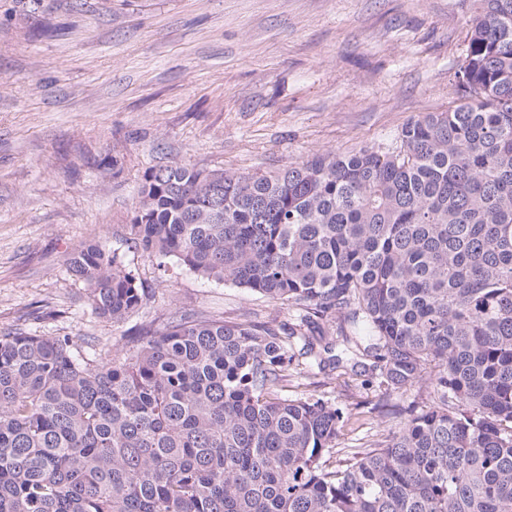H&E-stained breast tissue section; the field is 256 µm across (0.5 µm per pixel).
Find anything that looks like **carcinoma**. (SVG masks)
<instances>
[{
  "label": "carcinoma",
  "mask_w": 512,
  "mask_h": 512,
  "mask_svg": "<svg viewBox=\"0 0 512 512\" xmlns=\"http://www.w3.org/2000/svg\"><path fill=\"white\" fill-rule=\"evenodd\" d=\"M461 103L385 150L271 174L146 171L134 243L297 310L288 327L183 314L122 344L0 332V512H512V0H477ZM92 310L145 290L74 252ZM430 402L338 468L351 417L288 392L365 366Z\"/></svg>",
  "instance_id": "cac0c4a2"
}]
</instances>
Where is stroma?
<instances>
[{"instance_id":"1","label":"stroma","mask_w":512,"mask_h":512,"mask_svg":"<svg viewBox=\"0 0 512 512\" xmlns=\"http://www.w3.org/2000/svg\"><path fill=\"white\" fill-rule=\"evenodd\" d=\"M473 16L474 0H0V331L119 341L66 271L89 242L143 282L133 323H293L288 304L157 269L129 235L145 171L265 173L394 145L459 104ZM309 390L352 413L344 448L425 396L346 364Z\"/></svg>"}]
</instances>
